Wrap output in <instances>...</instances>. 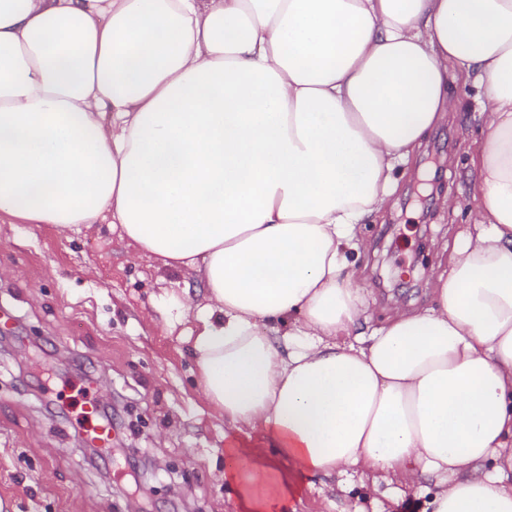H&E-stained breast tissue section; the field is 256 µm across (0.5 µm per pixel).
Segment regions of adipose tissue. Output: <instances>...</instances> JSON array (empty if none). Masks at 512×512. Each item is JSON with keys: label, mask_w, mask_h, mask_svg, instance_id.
<instances>
[{"label": "adipose tissue", "mask_w": 512, "mask_h": 512, "mask_svg": "<svg viewBox=\"0 0 512 512\" xmlns=\"http://www.w3.org/2000/svg\"><path fill=\"white\" fill-rule=\"evenodd\" d=\"M462 78L474 221L430 304L360 332L361 225ZM0 213L203 282L167 328L240 512L351 471L512 512V0H0Z\"/></svg>", "instance_id": "ef3b65f1"}]
</instances>
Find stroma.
<instances>
[{
  "label": "stroma",
  "instance_id": "stroma-1",
  "mask_svg": "<svg viewBox=\"0 0 512 512\" xmlns=\"http://www.w3.org/2000/svg\"><path fill=\"white\" fill-rule=\"evenodd\" d=\"M457 112L432 131L399 166L393 206L363 226L371 243L357 264L370 300L367 326L388 317L385 302L426 304L444 245H455L470 223L467 211L442 204L471 188L467 149L487 120L479 90L459 81ZM19 266L21 280L0 279V330L39 347L51 339L47 367L65 374L55 391L76 395V367L99 376L90 396L112 406V463L85 445L78 409L60 418L48 397L22 386L34 362L17 366L0 345V512H124L130 499L145 512H236L229 487L214 475L224 467L230 427L211 415L196 391L186 344L167 332L174 316L165 289L199 295L204 286L147 259L127 254L106 224L61 231L52 224L9 223L0 216V267ZM141 462L132 473L130 458ZM434 488L411 490L361 473L316 478L293 500L294 512H393L412 502L422 512Z\"/></svg>",
  "mask_w": 512,
  "mask_h": 512
}]
</instances>
